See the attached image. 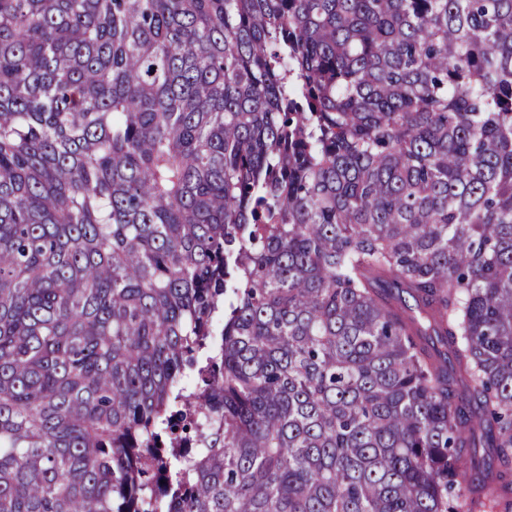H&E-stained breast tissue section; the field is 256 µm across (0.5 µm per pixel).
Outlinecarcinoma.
Instances as JSON below:
<instances>
[{"mask_svg":"<svg viewBox=\"0 0 512 512\" xmlns=\"http://www.w3.org/2000/svg\"><path fill=\"white\" fill-rule=\"evenodd\" d=\"M0 512H512V0H0Z\"/></svg>","mask_w":512,"mask_h":512,"instance_id":"1","label":"carcinoma"}]
</instances>
